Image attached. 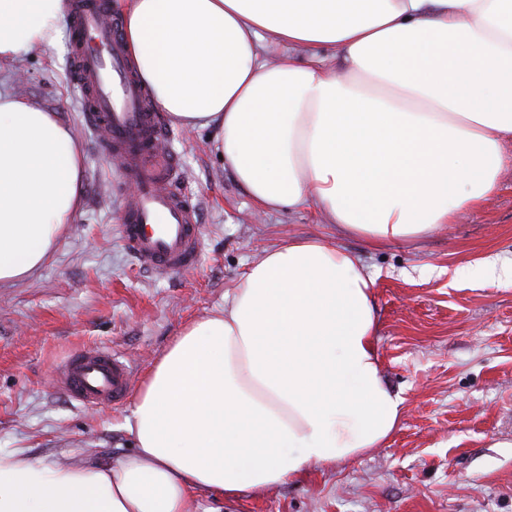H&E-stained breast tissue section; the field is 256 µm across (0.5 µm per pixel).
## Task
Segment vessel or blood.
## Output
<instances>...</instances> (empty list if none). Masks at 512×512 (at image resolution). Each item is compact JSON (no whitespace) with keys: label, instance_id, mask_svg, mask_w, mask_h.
Instances as JSON below:
<instances>
[{"label":"vessel or blood","instance_id":"obj_1","mask_svg":"<svg viewBox=\"0 0 512 512\" xmlns=\"http://www.w3.org/2000/svg\"><path fill=\"white\" fill-rule=\"evenodd\" d=\"M69 11L85 116L100 148L117 157L124 178L136 187L123 205L124 244L146 269L191 270L199 257L198 215L175 187L177 162L155 149L166 129L128 59L112 0H70ZM130 374L110 352L80 348L59 368L57 386L86 407L118 404L128 394Z\"/></svg>","mask_w":512,"mask_h":512}]
</instances>
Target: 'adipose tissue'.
Segmentation results:
<instances>
[{"label":"adipose tissue","instance_id":"obj_1","mask_svg":"<svg viewBox=\"0 0 512 512\" xmlns=\"http://www.w3.org/2000/svg\"><path fill=\"white\" fill-rule=\"evenodd\" d=\"M65 11L0 0V73L57 47ZM120 12L159 110L213 128L259 210L312 204L380 246L499 189L512 0H122ZM82 160L56 112L0 89V287L38 271L72 223ZM374 285L321 239L269 249L154 365L129 452L61 464L0 450V512H188L198 494H260L379 447L401 400L375 346Z\"/></svg>","mask_w":512,"mask_h":512}]
</instances>
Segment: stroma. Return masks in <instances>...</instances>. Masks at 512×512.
<instances>
[{"mask_svg": "<svg viewBox=\"0 0 512 512\" xmlns=\"http://www.w3.org/2000/svg\"><path fill=\"white\" fill-rule=\"evenodd\" d=\"M11 84L74 130L83 204L42 269L0 288L1 449L61 462L129 451L126 419L180 332L223 304L265 251L315 236L377 275L376 349L402 417L382 446L243 493L233 512H512V282L485 271L490 261L512 264V140L486 206L419 239L374 247L323 223L312 206L259 212L225 170L212 130L168 125L161 148L179 162L177 188L197 211L202 250L192 270L155 273L120 238L131 187L86 128L69 44L23 57ZM82 346L133 366L124 402L86 408L57 390V366Z\"/></svg>", "mask_w": 512, "mask_h": 512, "instance_id": "1", "label": "stroma"}]
</instances>
